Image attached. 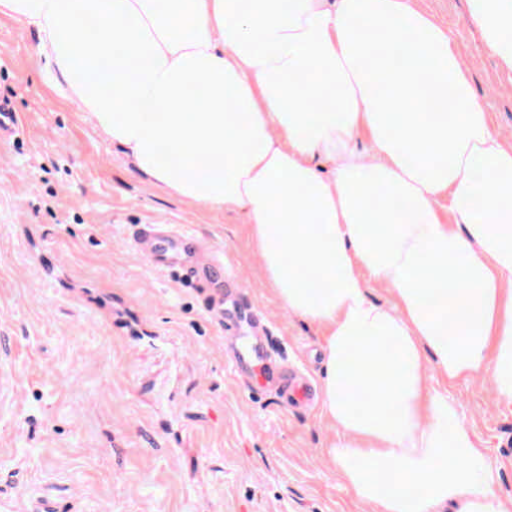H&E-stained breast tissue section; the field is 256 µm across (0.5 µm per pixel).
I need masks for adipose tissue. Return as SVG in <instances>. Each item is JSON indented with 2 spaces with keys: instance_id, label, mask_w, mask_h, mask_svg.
Here are the masks:
<instances>
[{
  "instance_id": "ef3b65f1",
  "label": "adipose tissue",
  "mask_w": 512,
  "mask_h": 512,
  "mask_svg": "<svg viewBox=\"0 0 512 512\" xmlns=\"http://www.w3.org/2000/svg\"><path fill=\"white\" fill-rule=\"evenodd\" d=\"M468 9L512 71V0ZM0 15L35 32L52 85L136 173L244 215L279 303L324 331L327 453L358 502L512 512L427 377L512 403V145L439 25L410 0H0Z\"/></svg>"
}]
</instances>
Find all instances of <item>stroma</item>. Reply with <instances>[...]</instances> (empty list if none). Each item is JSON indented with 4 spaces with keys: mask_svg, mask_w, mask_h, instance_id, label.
Listing matches in <instances>:
<instances>
[{
    "mask_svg": "<svg viewBox=\"0 0 512 512\" xmlns=\"http://www.w3.org/2000/svg\"><path fill=\"white\" fill-rule=\"evenodd\" d=\"M461 50L491 127L512 144V72L466 0H411ZM37 36L0 16V101L22 132L0 144V349L23 394L0 419V512H372L327 457L322 406L253 394L224 359V328L269 319L273 353L322 369L320 330L267 286L239 213L167 195L137 175L52 88ZM178 224L224 254L191 285L154 271L129 225ZM512 498V403L450 384Z\"/></svg>",
    "mask_w": 512,
    "mask_h": 512,
    "instance_id": "stroma-1",
    "label": "stroma"
}]
</instances>
